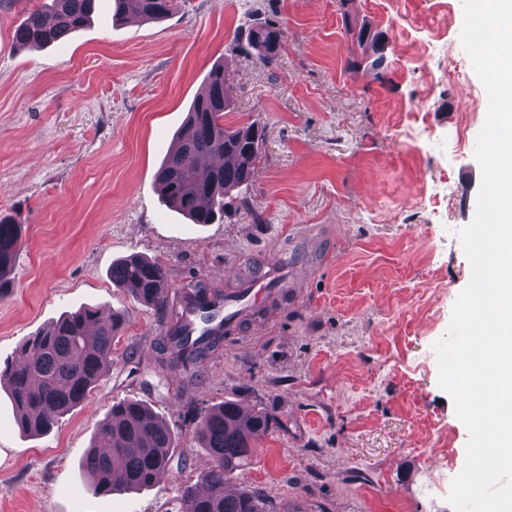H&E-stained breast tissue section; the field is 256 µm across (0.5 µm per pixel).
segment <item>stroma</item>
Returning <instances> with one entry per match:
<instances>
[{
	"label": "stroma",
	"mask_w": 512,
	"mask_h": 512,
	"mask_svg": "<svg viewBox=\"0 0 512 512\" xmlns=\"http://www.w3.org/2000/svg\"><path fill=\"white\" fill-rule=\"evenodd\" d=\"M24 17L0 0V215L23 226L0 363L85 306L124 323L111 368L49 432H21L0 388V512H168L209 465L188 405L225 399L274 419L232 481L274 512H453L469 433L434 345L472 276L457 232L475 214L488 110L463 0H179L157 22L113 19L96 0L86 27L41 49L14 42ZM264 18L286 30L269 66L232 44ZM363 26L388 40L377 78L352 67L349 32ZM215 65L225 122H258L265 143L222 220L194 224L163 205L154 175ZM133 253L165 263L173 310L189 284L228 293L271 260L294 285L175 376L156 349L167 319L109 278ZM124 399L151 405L186 465L94 495L82 458Z\"/></svg>",
	"instance_id": "stroma-1"
}]
</instances>
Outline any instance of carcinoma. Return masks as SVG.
<instances>
[{"label":"carcinoma","mask_w":512,"mask_h":512,"mask_svg":"<svg viewBox=\"0 0 512 512\" xmlns=\"http://www.w3.org/2000/svg\"><path fill=\"white\" fill-rule=\"evenodd\" d=\"M177 0H112L116 17L137 16L144 21L167 17ZM95 0H47L26 10L14 32L21 47L41 48L82 29ZM274 21L249 26L245 41L235 49L255 53L271 64L266 51ZM353 39L372 58L376 70L384 61L382 34L360 28ZM224 67L211 68L204 91L197 96L175 143L155 174L162 202L194 224H213L224 214L226 198L251 184L264 142V130L255 122L224 124L231 99L224 86ZM22 225L0 217V296L11 286V272L20 247ZM112 282L136 301L166 309L169 284L166 266L158 259L129 255L112 264ZM224 301L223 293L203 282L182 293L180 311L159 339L160 363L172 373L185 371L218 350L224 342V325L190 339L183 309H206ZM120 332V317L102 307H84L62 315L45 331L27 339L17 364L0 370V386L7 387L16 410L18 427L28 434L51 429L55 418L82 405L103 374L112 366V343ZM200 447L212 464L197 487L180 486L170 512H272L267 498L248 492L228 493L229 476L247 464L254 443L272 428L273 418L261 403L248 411L234 400H224L188 411ZM174 434L145 402L123 400L112 405L98 425L82 460L88 488L97 495L141 491L151 487L172 463Z\"/></svg>","instance_id":"obj_1"}]
</instances>
